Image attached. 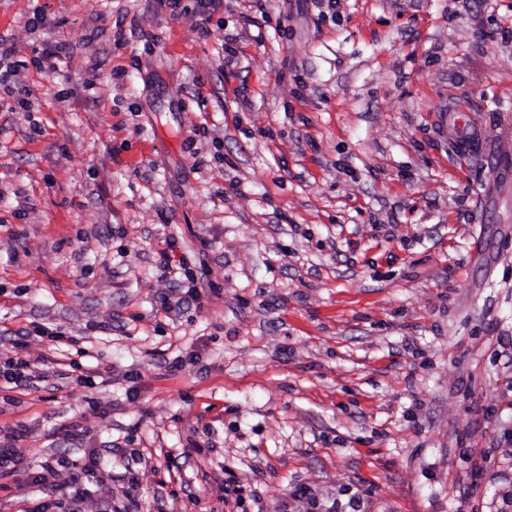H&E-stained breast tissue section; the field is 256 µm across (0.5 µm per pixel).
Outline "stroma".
Instances as JSON below:
<instances>
[{"instance_id": "obj_1", "label": "stroma", "mask_w": 512, "mask_h": 512, "mask_svg": "<svg viewBox=\"0 0 512 512\" xmlns=\"http://www.w3.org/2000/svg\"><path fill=\"white\" fill-rule=\"evenodd\" d=\"M0 36V361L27 329L47 375L1 444L105 449L85 512H512V0H0Z\"/></svg>"}]
</instances>
